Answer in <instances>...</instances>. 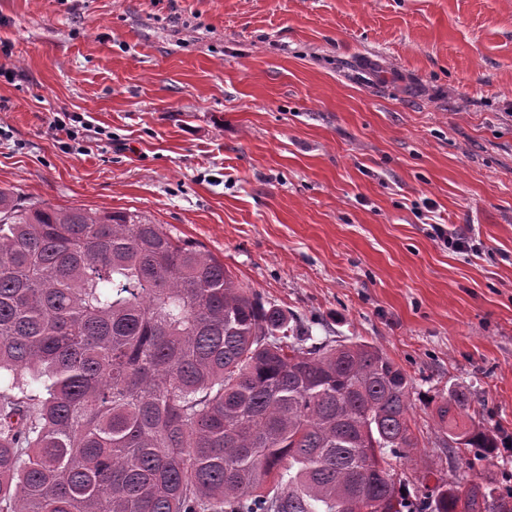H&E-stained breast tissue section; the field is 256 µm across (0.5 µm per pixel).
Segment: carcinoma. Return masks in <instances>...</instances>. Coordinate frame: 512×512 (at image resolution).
<instances>
[{
	"label": "carcinoma",
	"mask_w": 512,
	"mask_h": 512,
	"mask_svg": "<svg viewBox=\"0 0 512 512\" xmlns=\"http://www.w3.org/2000/svg\"><path fill=\"white\" fill-rule=\"evenodd\" d=\"M413 379L315 341L203 247L137 211L0 190V512H512V485L414 499ZM439 397L436 447L496 438Z\"/></svg>",
	"instance_id": "carcinoma-1"
}]
</instances>
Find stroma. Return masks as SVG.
I'll use <instances>...</instances> for the list:
<instances>
[{
	"instance_id": "1",
	"label": "stroma",
	"mask_w": 512,
	"mask_h": 512,
	"mask_svg": "<svg viewBox=\"0 0 512 512\" xmlns=\"http://www.w3.org/2000/svg\"><path fill=\"white\" fill-rule=\"evenodd\" d=\"M0 190L139 211L379 348L415 381L410 493L512 472V0H0ZM453 389L500 445L472 469L434 446ZM431 236L444 247L456 252L471 251L476 246L471 238L448 228L445 224L431 225Z\"/></svg>"
}]
</instances>
